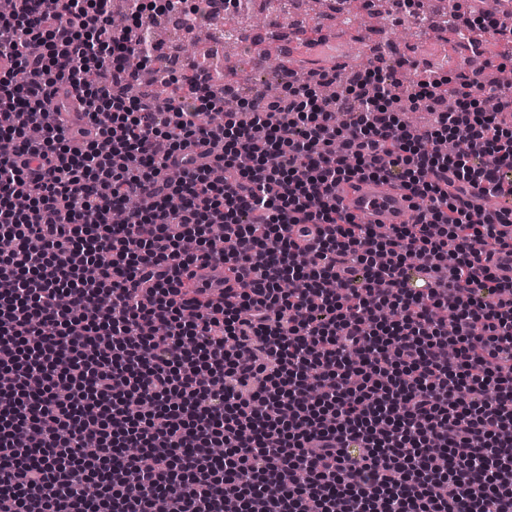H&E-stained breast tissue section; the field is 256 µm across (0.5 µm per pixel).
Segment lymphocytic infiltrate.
<instances>
[{
  "mask_svg": "<svg viewBox=\"0 0 512 512\" xmlns=\"http://www.w3.org/2000/svg\"><path fill=\"white\" fill-rule=\"evenodd\" d=\"M109 2L0 15V512H512V212L470 200L512 193V97L398 102L372 64L330 100L335 73L288 69L228 112L195 68L134 99L155 51ZM364 178L416 222L341 213Z\"/></svg>",
  "mask_w": 512,
  "mask_h": 512,
  "instance_id": "f902f5d3",
  "label": "lymphocytic infiltrate"
}]
</instances>
